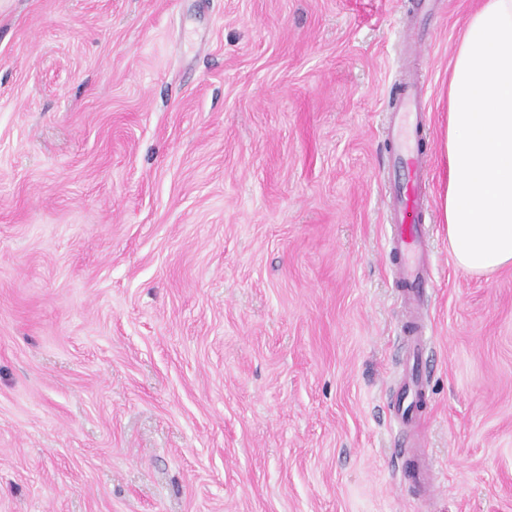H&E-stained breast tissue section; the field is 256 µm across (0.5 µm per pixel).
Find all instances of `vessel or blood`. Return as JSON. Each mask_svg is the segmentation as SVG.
<instances>
[{
    "label": "vessel or blood",
    "instance_id": "vessel-or-blood-1",
    "mask_svg": "<svg viewBox=\"0 0 512 512\" xmlns=\"http://www.w3.org/2000/svg\"><path fill=\"white\" fill-rule=\"evenodd\" d=\"M425 87L415 71H407L399 82V97L389 116L387 139L391 164L388 182L391 195L388 221L392 226L389 253L393 257L397 303L402 318L399 332L404 335L402 355L406 372L398 388L395 420L400 428L419 429L426 419L427 376L423 365L429 347L423 295L430 288L432 260L428 232L424 224L428 208L426 184L428 160L420 146L426 128ZM401 455L409 459L406 475L425 498L431 497L438 472L421 444L404 446Z\"/></svg>",
    "mask_w": 512,
    "mask_h": 512
}]
</instances>
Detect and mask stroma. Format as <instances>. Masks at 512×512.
<instances>
[{"instance_id":"obj_1","label":"stroma","mask_w":512,"mask_h":512,"mask_svg":"<svg viewBox=\"0 0 512 512\" xmlns=\"http://www.w3.org/2000/svg\"><path fill=\"white\" fill-rule=\"evenodd\" d=\"M0 0V512H512V266L440 218L478 0ZM426 89L422 439L404 483L386 126ZM400 453L402 456L409 457L405 474L410 483L420 496L430 498L438 483V472L421 442L404 445L400 448Z\"/></svg>"}]
</instances>
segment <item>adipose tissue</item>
<instances>
[{"mask_svg":"<svg viewBox=\"0 0 512 512\" xmlns=\"http://www.w3.org/2000/svg\"><path fill=\"white\" fill-rule=\"evenodd\" d=\"M442 222L458 267L512 265V0H482L454 47Z\"/></svg>","mask_w":512,"mask_h":512,"instance_id":"1","label":"adipose tissue"}]
</instances>
